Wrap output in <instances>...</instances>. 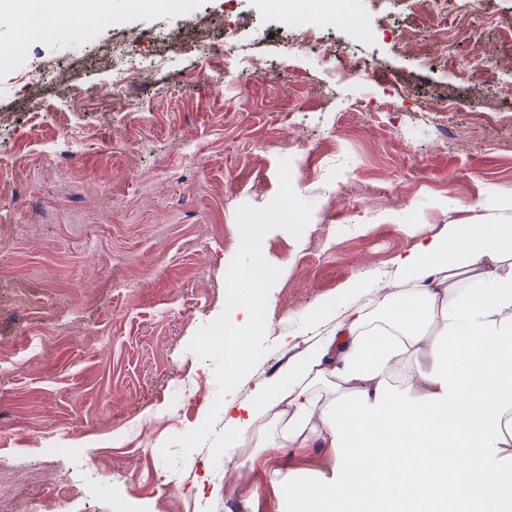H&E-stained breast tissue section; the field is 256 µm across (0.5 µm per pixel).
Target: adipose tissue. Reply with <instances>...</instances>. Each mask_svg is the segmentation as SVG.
<instances>
[{"label": "adipose tissue", "mask_w": 512, "mask_h": 512, "mask_svg": "<svg viewBox=\"0 0 512 512\" xmlns=\"http://www.w3.org/2000/svg\"><path fill=\"white\" fill-rule=\"evenodd\" d=\"M510 254L512 224L421 236L397 258L401 277L378 303L385 321L354 305L255 402L225 403V447L277 408L279 447L321 434L339 451L329 476L288 485V512H512ZM476 266L481 287H447ZM420 349L427 362L410 363ZM328 381L332 403L316 392Z\"/></svg>", "instance_id": "adipose-tissue-1"}]
</instances>
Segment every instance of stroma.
<instances>
[{"instance_id": "obj_1", "label": "stroma", "mask_w": 512, "mask_h": 512, "mask_svg": "<svg viewBox=\"0 0 512 512\" xmlns=\"http://www.w3.org/2000/svg\"><path fill=\"white\" fill-rule=\"evenodd\" d=\"M14 2L0 18V512H287L283 486L336 461L324 436L267 447L282 424L266 415L220 460L195 447L198 472L162 454L218 396L213 361L188 345L224 310L238 209L277 196L284 158L312 205L301 237L261 242L279 276L268 350L231 392L250 402L353 302L393 291L421 233L512 223V101L490 92L512 68L471 71L465 44L439 62L456 11L435 22L413 0H352L373 35L324 15L303 51L275 0L180 14L108 0L95 22L58 0L68 24L24 43ZM185 13L232 69L180 42ZM470 23L512 61V0H482ZM130 57L151 74L114 92ZM75 125L88 137L65 170L41 146Z\"/></svg>"}]
</instances>
